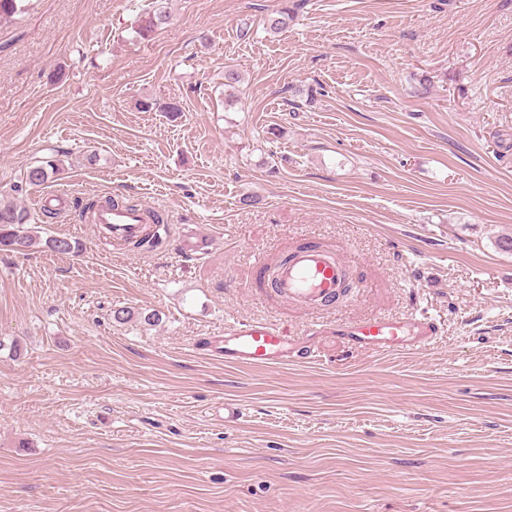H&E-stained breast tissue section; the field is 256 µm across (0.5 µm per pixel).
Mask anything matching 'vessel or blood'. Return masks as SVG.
Wrapping results in <instances>:
<instances>
[{"label":"vessel or blood","mask_w":512,"mask_h":512,"mask_svg":"<svg viewBox=\"0 0 512 512\" xmlns=\"http://www.w3.org/2000/svg\"><path fill=\"white\" fill-rule=\"evenodd\" d=\"M148 213L145 206L104 208L91 214L89 222L94 233L121 247L149 233ZM341 274L329 251L310 245L295 251L290 261L280 266L274 293L283 302L318 312L334 300ZM338 333L361 348L384 352L429 345L437 328L427 316L414 314L402 321L356 320L339 328ZM207 350L225 362L254 366H274L313 357L311 347L296 346L287 329L254 320H238L228 325L223 335L209 339Z\"/></svg>","instance_id":"vessel-or-blood-1"}]
</instances>
